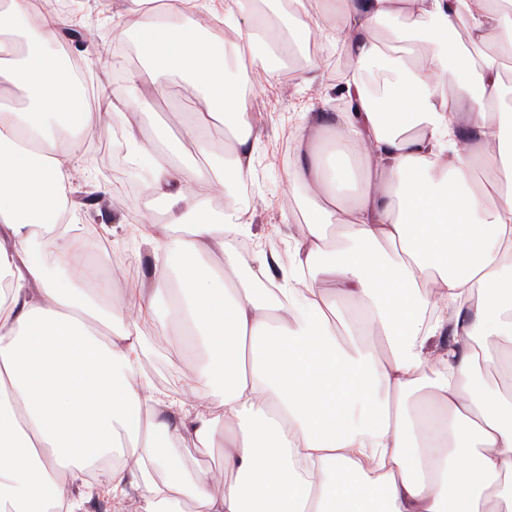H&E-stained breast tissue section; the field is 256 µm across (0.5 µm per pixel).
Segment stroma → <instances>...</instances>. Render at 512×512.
Listing matches in <instances>:
<instances>
[{"mask_svg":"<svg viewBox=\"0 0 512 512\" xmlns=\"http://www.w3.org/2000/svg\"><path fill=\"white\" fill-rule=\"evenodd\" d=\"M130 0H74L70 12L58 15V42L70 56L86 70L93 86L113 82L116 72L133 76L136 64L124 56H107L104 44L112 39V21L132 19ZM350 61L340 47H332L320 59V69L314 81L303 78L278 76L256 85V98L265 110L257 120V134L252 145L253 170L238 186L232 198H225L223 188L211 195V206L224 213L226 206L243 213L248 232L239 237L241 249L273 252L278 256L281 269H288L291 254L288 250V232L304 222L306 211L289 180L292 166L299 161L294 135L304 124L309 113L333 116L345 111L346 103L338 90L342 75ZM142 94L150 99L154 109L140 124L143 138L164 132L169 138L180 135V127L171 120L172 107L190 109L200 99V91L189 80L173 77L166 94L143 88ZM126 132L123 126L106 128L100 142L90 143L82 161L90 178H76L73 191L87 194L84 204L76 206L73 223L96 227L114 225L110 239L113 255L127 257L135 253L138 236L134 231L145 214L161 217L162 211L147 193H140L135 205L115 206L110 187L113 183L98 158L99 150L111 153L121 151ZM193 363L181 337H168L162 354L144 360L143 369L155 388L171 396L187 395L184 375Z\"/></svg>","mask_w":512,"mask_h":512,"instance_id":"1","label":"stroma"}]
</instances>
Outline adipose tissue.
I'll return each mask as SVG.
<instances>
[{"instance_id": "ef3b65f1", "label": "adipose tissue", "mask_w": 512, "mask_h": 512, "mask_svg": "<svg viewBox=\"0 0 512 512\" xmlns=\"http://www.w3.org/2000/svg\"><path fill=\"white\" fill-rule=\"evenodd\" d=\"M133 0L141 70L121 91L101 88L86 111L49 47L55 16L30 22V0H0V84L25 94L0 108V512H80L84 490L142 512H512V390L484 372L496 347L512 377V101L501 57L512 55V0H236L197 32L194 0L164 12ZM471 52L458 49L459 26ZM343 48L354 71L349 108L316 119L308 162L291 174L308 218L289 236L291 269L248 254L244 224L210 205L242 183L256 137L233 51L267 75L261 53L301 55V29ZM493 43L496 54L483 53ZM383 75L381 93L362 79ZM194 80L204 110L180 138L138 140L130 107L141 85ZM220 119L223 156L196 164L185 143ZM128 128L133 164L164 221L140 239L148 279L129 308L74 260L91 249L64 223L87 132ZM467 149H460L461 139ZM52 242L50 273L34 251ZM188 321L201 356L189 388L210 387L223 418L155 391L141 370L172 316ZM381 337V345L369 335ZM447 337V348L432 347ZM224 451V489L172 468L175 448ZM167 470L156 480L146 462Z\"/></svg>"}]
</instances>
